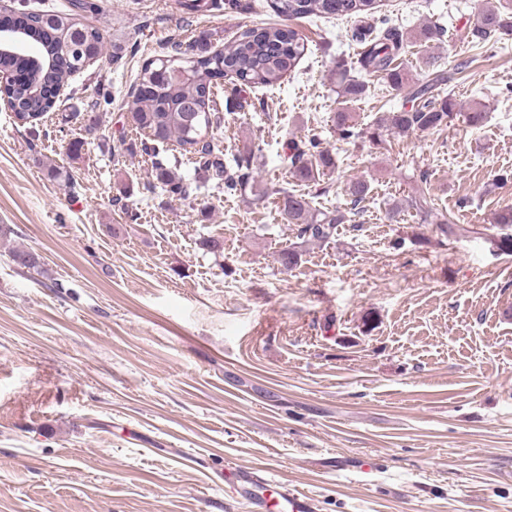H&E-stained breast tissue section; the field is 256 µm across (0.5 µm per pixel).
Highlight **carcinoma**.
Returning a JSON list of instances; mask_svg holds the SVG:
<instances>
[{
    "label": "carcinoma",
    "mask_w": 512,
    "mask_h": 512,
    "mask_svg": "<svg viewBox=\"0 0 512 512\" xmlns=\"http://www.w3.org/2000/svg\"><path fill=\"white\" fill-rule=\"evenodd\" d=\"M271 4L275 13L288 18L352 19L376 8V0H271ZM32 17L42 21V25H31L25 11L5 8L0 12V28L32 34L42 47L37 56L26 50L0 55V70L24 75L31 89L28 94L7 85L0 88V97L7 99L14 116L36 133L39 121L56 107L54 91L67 85L91 61L102 58L105 43L98 27L77 23L68 14L35 12ZM511 28L512 10L488 6L479 13L466 37L484 42L497 31ZM352 38L367 44L360 55L361 67L379 74L394 88L412 85L413 105L382 112L368 128H357L347 108L366 94L367 86L348 77L346 65L339 62L336 94L340 108L334 115L338 140L349 142L365 136L380 143L390 133L439 130L448 125L456 107L454 99L436 94V81L415 80L405 68L395 64L404 49L403 36L397 29L375 31L357 27ZM193 50L196 58L185 65L174 57L143 63L127 115L128 126L143 136L140 151L155 158L154 177L165 192L185 200L191 195V185L173 171L166 157L167 145L174 141L180 155L195 164V181L222 184L226 194L241 193L255 185L249 172L251 157L237 161V172L224 166L223 150L213 135L221 124V116L215 112L214 84L226 76L248 86L279 84L302 59L307 44L292 29L267 26L244 31L219 51L212 50L205 38L197 41ZM487 119L488 112L481 103L466 113L467 123L475 128L482 127ZM291 149V167L303 182L314 181L336 167L333 155L320 148V140L314 135L293 143ZM281 211L287 223L297 227L298 237L313 241L328 238L337 225L345 222L341 211L316 209L303 194H284ZM10 257L14 264L28 270L41 268L39 256L27 248L12 249Z\"/></svg>",
    "instance_id": "1"
}]
</instances>
